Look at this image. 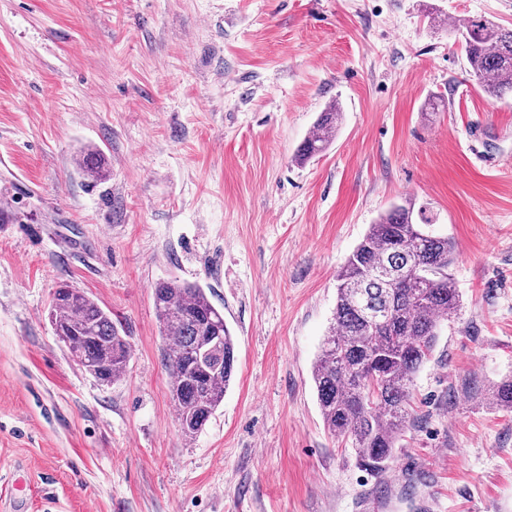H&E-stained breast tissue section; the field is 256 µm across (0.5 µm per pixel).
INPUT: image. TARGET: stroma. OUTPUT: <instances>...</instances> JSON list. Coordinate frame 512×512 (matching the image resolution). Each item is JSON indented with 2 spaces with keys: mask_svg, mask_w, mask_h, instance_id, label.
I'll return each mask as SVG.
<instances>
[{
  "mask_svg": "<svg viewBox=\"0 0 512 512\" xmlns=\"http://www.w3.org/2000/svg\"><path fill=\"white\" fill-rule=\"evenodd\" d=\"M464 17L510 26L512 0H0V512H512V412L483 396L512 376V95L469 76ZM407 201L455 245L459 307L374 472L312 370L337 271ZM161 281L204 288L235 342L191 439ZM64 282L125 331L112 383L54 332ZM341 116L337 104L320 113L314 133L305 138L294 156L297 164H304L327 150L336 135Z\"/></svg>",
  "mask_w": 512,
  "mask_h": 512,
  "instance_id": "stroma-1",
  "label": "stroma"
}]
</instances>
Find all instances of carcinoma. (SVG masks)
Segmentation results:
<instances>
[{
    "label": "carcinoma",
    "mask_w": 512,
    "mask_h": 512,
    "mask_svg": "<svg viewBox=\"0 0 512 512\" xmlns=\"http://www.w3.org/2000/svg\"><path fill=\"white\" fill-rule=\"evenodd\" d=\"M468 73L485 93L512 92V26L485 18H461ZM342 112L331 106L294 161L304 164L332 143ZM93 179L104 169L97 152L82 156ZM410 203L392 206L373 224L336 273L333 324L313 366L324 428L349 442L360 464L385 469L398 435L409 422L415 374L434 350L440 324L457 311L459 294L448 274L454 251L412 220ZM154 303L166 342L165 365L182 434L199 433L224 401L235 369V343L204 289L160 282ZM49 319L82 366L102 382L123 374L130 343L112 312L67 284L54 292ZM489 403L512 410V378L492 386Z\"/></svg>",
    "instance_id": "obj_1"
}]
</instances>
